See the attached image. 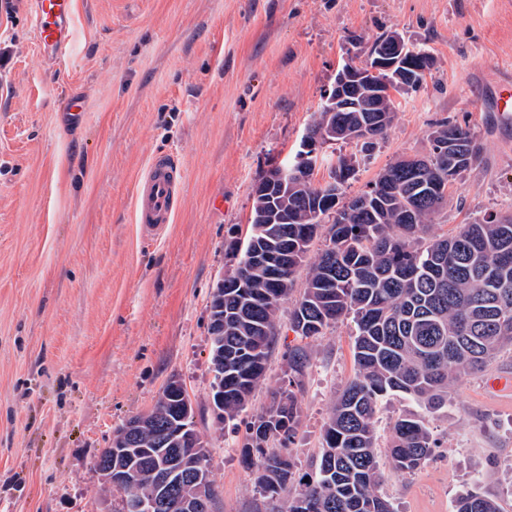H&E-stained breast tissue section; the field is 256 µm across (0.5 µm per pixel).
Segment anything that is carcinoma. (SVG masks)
Listing matches in <instances>:
<instances>
[{
	"instance_id": "cac0c4a2",
	"label": "carcinoma",
	"mask_w": 512,
	"mask_h": 512,
	"mask_svg": "<svg viewBox=\"0 0 512 512\" xmlns=\"http://www.w3.org/2000/svg\"><path fill=\"white\" fill-rule=\"evenodd\" d=\"M396 110L389 94L364 90L351 107L338 112L319 108L311 125L336 131V142L368 137L367 150L384 140ZM429 153L417 162L399 159L370 182L378 196L366 207L360 194H349L357 170L354 154H338L336 181L316 186L303 172L281 191L261 178L253 188L250 229L229 243L233 262L216 286L209 307L224 314V355L210 351L211 369L224 368V405L220 423L235 420L266 377L277 332V316L305 271L303 293L295 302L292 329L319 336L332 323L355 324L354 377L334 403L324 425L322 448L312 469L297 473L289 452L298 422L295 393H274L270 406L256 415L241 448L254 468L255 484L267 500L295 486L278 512H394L379 491L378 438L374 416L380 399L402 394L434 410L448 403V387L458 376L486 368L503 350L512 349V217L489 215L462 225L450 237L431 234L434 215L443 207V188L460 182L480 166L482 149L471 129L446 118L428 134ZM330 225L328 243L305 263L319 226ZM273 244L282 258L278 278L251 262L260 240ZM288 385L303 387L308 355L288 353ZM182 400L162 391L148 411L149 423L113 432L109 447L97 456L104 465L135 472L121 488L101 479L112 497V512L124 501L155 486L160 473L175 465L180 480L168 491L171 507L196 497L204 486L216 497L210 469L193 455H168L172 432L186 424L205 452L211 451L195 428L194 416L180 421ZM436 447L421 417L396 420L387 455L399 473H410ZM456 512H500L496 499L478 490L456 501Z\"/></svg>"
}]
</instances>
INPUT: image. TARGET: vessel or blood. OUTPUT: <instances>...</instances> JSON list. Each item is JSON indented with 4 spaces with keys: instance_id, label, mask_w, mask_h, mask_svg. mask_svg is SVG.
Instances as JSON below:
<instances>
[{
    "instance_id": "1",
    "label": "vessel or blood",
    "mask_w": 512,
    "mask_h": 512,
    "mask_svg": "<svg viewBox=\"0 0 512 512\" xmlns=\"http://www.w3.org/2000/svg\"><path fill=\"white\" fill-rule=\"evenodd\" d=\"M74 0H32L30 22L45 59L65 58L73 44ZM175 158L153 156L135 193V222L144 236L157 237L170 224L179 199Z\"/></svg>"
}]
</instances>
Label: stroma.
I'll return each mask as SVG.
<instances>
[{"label": "stroma", "mask_w": 512, "mask_h": 512, "mask_svg": "<svg viewBox=\"0 0 512 512\" xmlns=\"http://www.w3.org/2000/svg\"><path fill=\"white\" fill-rule=\"evenodd\" d=\"M70 57L46 62L29 0H0V512H104L94 469L128 418L179 376L219 487L213 512H270L240 448L284 384L289 351L310 365L289 447L307 471L330 409L355 373L351 320L305 338L283 305L266 379L236 420L209 398V297L231 271L225 247L245 237L252 188L293 161L336 71L363 64L377 36L399 32L429 51L422 86L394 95L387 138L356 153L351 192L387 164L428 153L432 123L468 124L479 170L449 187L433 230L453 234L512 213V130L489 115L512 76V0H74ZM179 161V206L160 238L135 222L152 156ZM512 350L459 376L427 410L393 395L377 412L380 491L394 512H455L479 488L512 512ZM436 441L418 471L387 458L400 416Z\"/></svg>", "instance_id": "obj_1"}]
</instances>
